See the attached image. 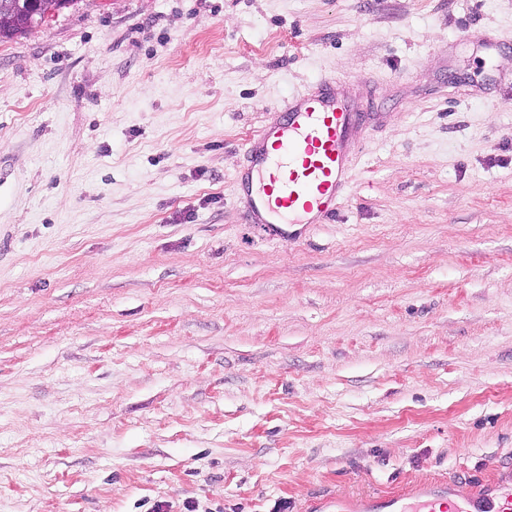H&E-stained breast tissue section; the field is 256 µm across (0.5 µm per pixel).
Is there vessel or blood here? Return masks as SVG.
<instances>
[{
  "mask_svg": "<svg viewBox=\"0 0 512 512\" xmlns=\"http://www.w3.org/2000/svg\"><path fill=\"white\" fill-rule=\"evenodd\" d=\"M279 120L262 126L243 148L235 175L250 224H268L275 236L299 238L300 225L332 218L346 195L352 141L367 120L341 82L322 77L279 105ZM498 507L452 500L444 486L411 495H386L366 502L367 512H512V489L499 492Z\"/></svg>",
  "mask_w": 512,
  "mask_h": 512,
  "instance_id": "1",
  "label": "vessel or blood"
}]
</instances>
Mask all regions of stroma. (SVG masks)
Segmentation results:
<instances>
[{
  "mask_svg": "<svg viewBox=\"0 0 512 512\" xmlns=\"http://www.w3.org/2000/svg\"><path fill=\"white\" fill-rule=\"evenodd\" d=\"M340 77L337 215L242 146ZM512 486V0H73L0 41V512Z\"/></svg>",
  "mask_w": 512,
  "mask_h": 512,
  "instance_id": "1",
  "label": "stroma"
}]
</instances>
